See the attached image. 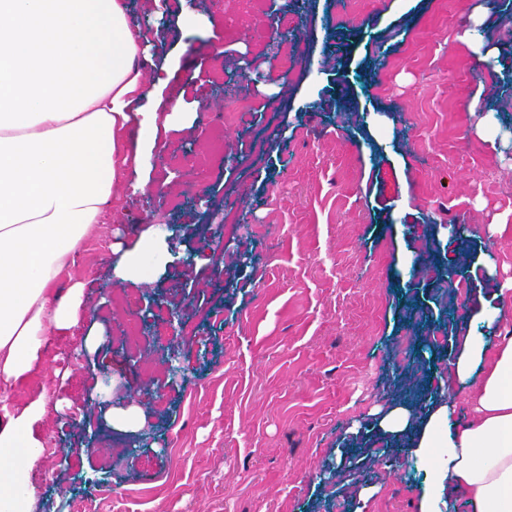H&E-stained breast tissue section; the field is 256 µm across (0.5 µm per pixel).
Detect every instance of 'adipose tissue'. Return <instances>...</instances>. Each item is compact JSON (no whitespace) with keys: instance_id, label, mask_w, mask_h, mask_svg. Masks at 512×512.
<instances>
[{"instance_id":"adipose-tissue-1","label":"adipose tissue","mask_w":512,"mask_h":512,"mask_svg":"<svg viewBox=\"0 0 512 512\" xmlns=\"http://www.w3.org/2000/svg\"><path fill=\"white\" fill-rule=\"evenodd\" d=\"M125 0H0V512H31L32 472L45 443L34 432L49 398L16 396L44 362L50 337L86 316L84 284L64 280L80 243L134 174L144 188L159 128L182 129L145 111L143 35ZM166 239L146 230L114 268L149 281ZM495 336L467 332L453 361L463 401L438 393L423 413L381 412V435L409 437L431 460L418 512L466 500L473 512H512V278L480 298Z\"/></svg>"}]
</instances>
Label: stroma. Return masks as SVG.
Listing matches in <instances>:
<instances>
[{
	"label": "stroma",
	"instance_id": "35a3bbf8",
	"mask_svg": "<svg viewBox=\"0 0 512 512\" xmlns=\"http://www.w3.org/2000/svg\"><path fill=\"white\" fill-rule=\"evenodd\" d=\"M126 2L168 66L147 110L193 121L158 131L145 189L121 188L78 248L102 339L52 338L18 391L52 402L33 512H418L428 464L371 413L437 374L458 393L448 360L480 325L483 261L512 263V237L486 233L512 210V145L475 132L512 138V0H299L290 71L270 47L286 0ZM479 5L493 74L456 39ZM252 71L249 109L226 121ZM161 220L176 231L151 282L115 278L111 243ZM106 372L142 431L90 404ZM340 453L359 469L337 471Z\"/></svg>",
	"mask_w": 512,
	"mask_h": 512
}]
</instances>
